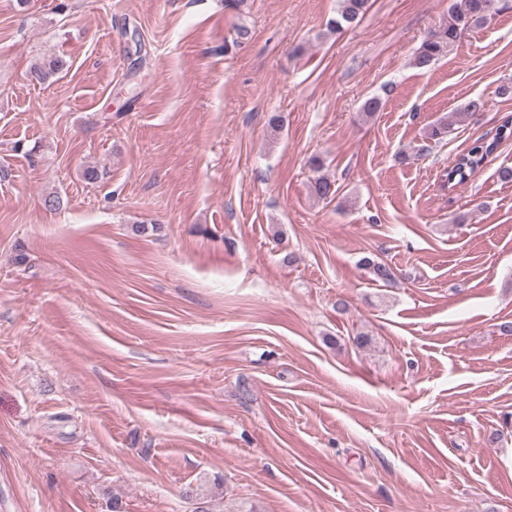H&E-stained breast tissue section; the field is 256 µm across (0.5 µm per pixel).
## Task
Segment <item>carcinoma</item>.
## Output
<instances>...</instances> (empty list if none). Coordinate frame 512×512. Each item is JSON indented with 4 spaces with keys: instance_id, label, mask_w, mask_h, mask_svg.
<instances>
[{
    "instance_id": "obj_1",
    "label": "carcinoma",
    "mask_w": 512,
    "mask_h": 512,
    "mask_svg": "<svg viewBox=\"0 0 512 512\" xmlns=\"http://www.w3.org/2000/svg\"><path fill=\"white\" fill-rule=\"evenodd\" d=\"M369 0H337L336 17L328 23V30L337 32L346 26L359 23L368 9ZM500 0H450L448 20L429 33L415 49L412 64L420 70H427L447 56L457 47L461 37L471 27L486 21L487 14L497 9ZM68 68V61L63 56L53 57L37 64L30 72V77L40 84L49 81L57 73ZM484 101L473 99L458 112L433 123L427 130L426 138L440 140L448 133L453 123L469 120L473 114L482 111ZM512 141V117L507 118L498 126L490 139L481 136L472 140L462 151L457 153L448 164V188L466 184L483 166L486 159L498 148ZM313 193L320 199L327 200L336 196L335 181L320 175L312 184ZM361 265L369 271L376 282L385 284L395 280V270L389 264L365 257Z\"/></svg>"
}]
</instances>
